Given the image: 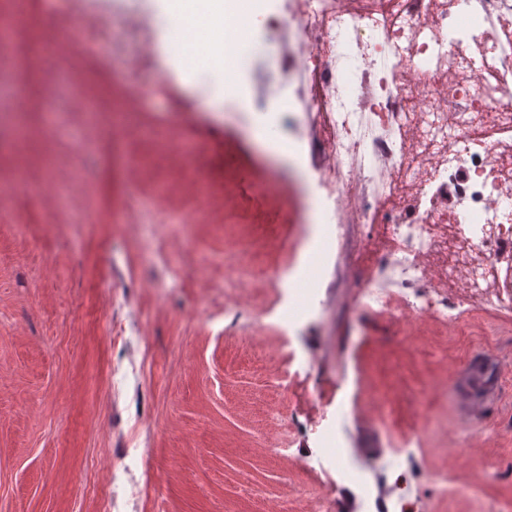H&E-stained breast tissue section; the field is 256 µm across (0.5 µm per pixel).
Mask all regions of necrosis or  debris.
<instances>
[{"mask_svg": "<svg viewBox=\"0 0 512 512\" xmlns=\"http://www.w3.org/2000/svg\"><path fill=\"white\" fill-rule=\"evenodd\" d=\"M224 0V45L265 16L296 71L301 112L326 117L312 218L331 250L347 225L373 259L360 309L406 290V320L460 331L473 311L512 313V40L491 26L512 0Z\"/></svg>", "mask_w": 512, "mask_h": 512, "instance_id": "4bbe7bcc", "label": "necrosis or debris"}]
</instances>
